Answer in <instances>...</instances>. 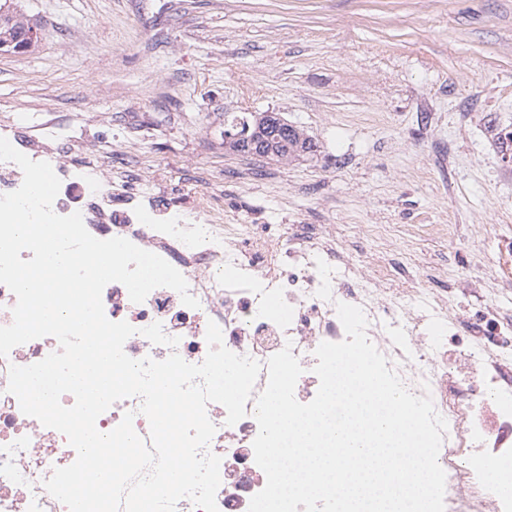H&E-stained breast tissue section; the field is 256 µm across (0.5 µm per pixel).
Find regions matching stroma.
Masks as SVG:
<instances>
[{"label":"stroma","mask_w":512,"mask_h":512,"mask_svg":"<svg viewBox=\"0 0 512 512\" xmlns=\"http://www.w3.org/2000/svg\"><path fill=\"white\" fill-rule=\"evenodd\" d=\"M35 48L0 52V124L70 120L180 203L258 224H332L369 258L479 265L475 224L512 210V0H17ZM279 113L318 145L276 161L224 149V116ZM104 115L103 126L85 127ZM455 224L456 243L423 232Z\"/></svg>","instance_id":"1"}]
</instances>
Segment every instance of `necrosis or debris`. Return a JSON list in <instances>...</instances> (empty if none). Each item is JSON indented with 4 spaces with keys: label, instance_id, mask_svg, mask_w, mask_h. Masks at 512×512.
Here are the masks:
<instances>
[{
    "label": "necrosis or debris",
    "instance_id": "4bbe7bcc",
    "mask_svg": "<svg viewBox=\"0 0 512 512\" xmlns=\"http://www.w3.org/2000/svg\"><path fill=\"white\" fill-rule=\"evenodd\" d=\"M0 136L52 166L61 181L55 213L80 212L95 238H126L185 277L198 307L185 306L167 287L140 303L121 283L104 288L107 318L137 330L124 345L129 357L162 361L175 352L201 363L212 321L230 351L262 364L291 347L303 368L295 397L308 403L319 389L316 348L346 338L337 303L359 306L369 340L414 395L431 396L447 422L438 456L446 473L445 512H512V495L493 489L512 484L511 238L475 225L473 245L492 242L494 252L473 278L435 288L440 268L414 269L392 247L365 262L354 240L330 224H270L260 231L247 213L225 221L210 205L212 187L183 204L160 206L154 178L134 163L117 166L111 154L90 152L66 120L42 122L34 135L27 122L15 121L1 126ZM156 322L177 338L176 347L142 335ZM59 348L55 337L45 336L0 357V512H69L44 483L55 468L74 463L76 450L64 434L24 415L8 391L10 366L36 363ZM254 409L247 402L245 417L230 426L223 405L207 406L216 427L208 450L221 459L218 512H248L266 484L254 459Z\"/></svg>",
    "mask_w": 512,
    "mask_h": 512
}]
</instances>
